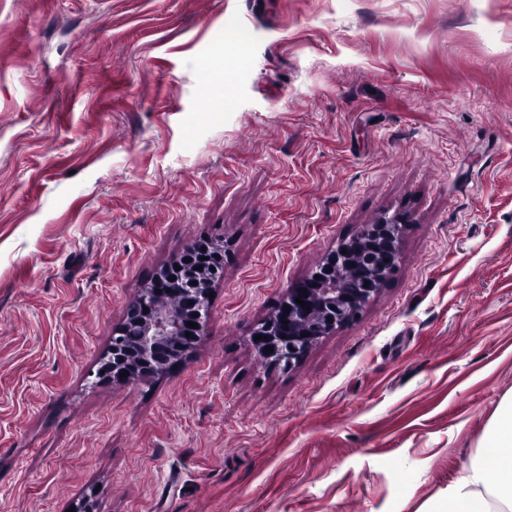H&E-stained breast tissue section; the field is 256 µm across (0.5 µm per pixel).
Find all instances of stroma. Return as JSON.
I'll use <instances>...</instances> for the list:
<instances>
[{
	"label": "stroma",
	"instance_id": "35a3bbf8",
	"mask_svg": "<svg viewBox=\"0 0 512 512\" xmlns=\"http://www.w3.org/2000/svg\"><path fill=\"white\" fill-rule=\"evenodd\" d=\"M402 215L290 371L250 340ZM224 255L193 354L98 371ZM512 394V0H0V512H431ZM404 223V218L394 216L364 225L356 235L327 253L317 271L288 288L277 309L251 332L261 363L292 370L319 340L355 320L395 272ZM342 249L346 254H341ZM316 275L321 279H315ZM365 281L369 282L368 287H364ZM299 288L307 293H301ZM296 299L306 302L305 307ZM285 306L290 307L288 312L284 311ZM259 335L263 340L255 341ZM266 346L273 347L272 353H265Z\"/></svg>",
	"mask_w": 512,
	"mask_h": 512
}]
</instances>
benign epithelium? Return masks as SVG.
Masks as SVG:
<instances>
[{
  "label": "benign epithelium",
  "instance_id": "benign-epithelium-1",
  "mask_svg": "<svg viewBox=\"0 0 512 512\" xmlns=\"http://www.w3.org/2000/svg\"><path fill=\"white\" fill-rule=\"evenodd\" d=\"M404 223L394 216L364 225L327 253L314 274L288 288L277 309L251 332L253 338L263 336L252 341L259 360L289 371L319 340L355 320L395 272ZM187 275L192 284L184 288L168 287L158 274L139 289L112 338L102 377L117 379L125 370L153 376L192 352L203 336L212 285L222 273L208 280L189 268ZM267 346L272 353H265Z\"/></svg>",
  "mask_w": 512,
  "mask_h": 512
}]
</instances>
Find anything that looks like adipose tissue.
Masks as SVG:
<instances>
[{"instance_id": "1", "label": "adipose tissue", "mask_w": 512, "mask_h": 512, "mask_svg": "<svg viewBox=\"0 0 512 512\" xmlns=\"http://www.w3.org/2000/svg\"><path fill=\"white\" fill-rule=\"evenodd\" d=\"M496 480L487 483V471ZM442 512H512V394L506 396L458 481L449 486Z\"/></svg>"}]
</instances>
